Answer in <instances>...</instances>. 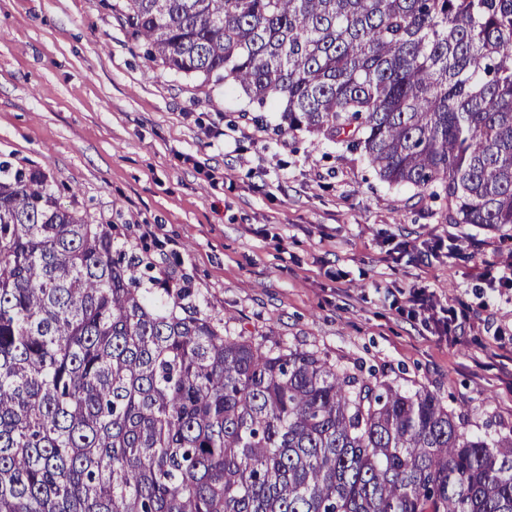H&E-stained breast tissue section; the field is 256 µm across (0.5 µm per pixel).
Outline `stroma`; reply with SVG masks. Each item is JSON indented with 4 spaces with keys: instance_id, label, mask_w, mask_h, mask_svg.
I'll return each mask as SVG.
<instances>
[{
    "instance_id": "obj_1",
    "label": "stroma",
    "mask_w": 512,
    "mask_h": 512,
    "mask_svg": "<svg viewBox=\"0 0 512 512\" xmlns=\"http://www.w3.org/2000/svg\"><path fill=\"white\" fill-rule=\"evenodd\" d=\"M112 2L0 0V160L43 171L159 280L189 281L225 335L427 390L473 432L512 429V303L482 278L512 254V224L445 223L365 157L278 131L277 107L244 118L240 93L149 62ZM390 234L467 246L425 261L387 254ZM412 287L479 323L431 333L392 305Z\"/></svg>"
}]
</instances>
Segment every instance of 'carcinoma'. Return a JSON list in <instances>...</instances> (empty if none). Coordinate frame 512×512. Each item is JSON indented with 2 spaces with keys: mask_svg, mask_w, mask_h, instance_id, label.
Segmentation results:
<instances>
[{
  "mask_svg": "<svg viewBox=\"0 0 512 512\" xmlns=\"http://www.w3.org/2000/svg\"><path fill=\"white\" fill-rule=\"evenodd\" d=\"M151 62L512 224V0H118ZM0 512H512V433L141 287L112 225L0 162Z\"/></svg>",
  "mask_w": 512,
  "mask_h": 512,
  "instance_id": "1",
  "label": "carcinoma"
}]
</instances>
